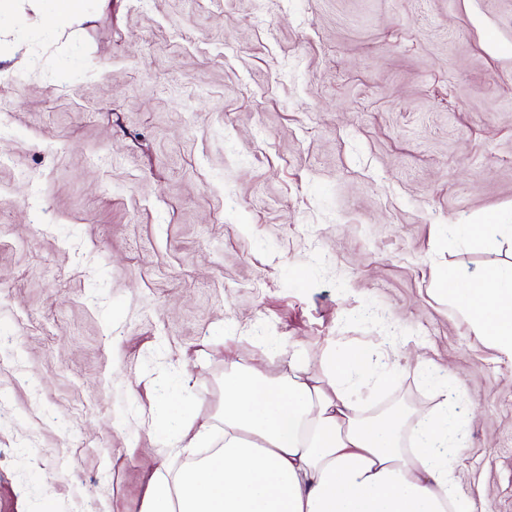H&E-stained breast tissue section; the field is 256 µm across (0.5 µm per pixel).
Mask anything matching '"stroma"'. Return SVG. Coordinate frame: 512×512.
<instances>
[{"label": "stroma", "instance_id": "stroma-1", "mask_svg": "<svg viewBox=\"0 0 512 512\" xmlns=\"http://www.w3.org/2000/svg\"><path fill=\"white\" fill-rule=\"evenodd\" d=\"M512 0H0V512H141L224 370L372 347L373 409L463 394L512 512V358L436 290L512 264ZM454 231L463 238L480 241L488 234L507 232L512 237V224H457Z\"/></svg>", "mask_w": 512, "mask_h": 512}]
</instances>
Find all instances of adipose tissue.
Masks as SVG:
<instances>
[{"mask_svg": "<svg viewBox=\"0 0 512 512\" xmlns=\"http://www.w3.org/2000/svg\"><path fill=\"white\" fill-rule=\"evenodd\" d=\"M476 336L512 357V266L439 275ZM376 352L327 349L310 383L224 371V442L178 473L155 471L142 512H473L446 447L458 437L443 384L433 417L371 415L357 383Z\"/></svg>", "mask_w": 512, "mask_h": 512, "instance_id": "ef3b65f1", "label": "adipose tissue"}]
</instances>
